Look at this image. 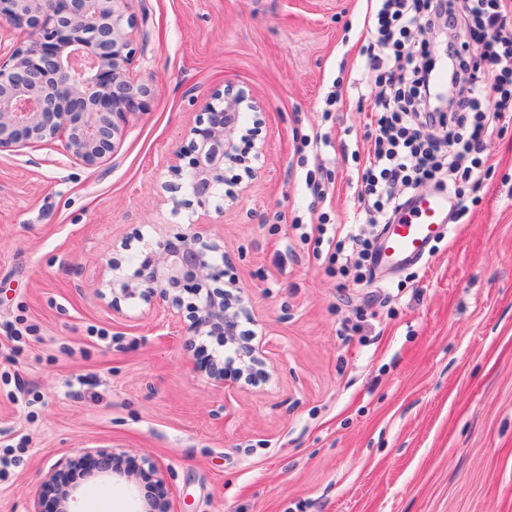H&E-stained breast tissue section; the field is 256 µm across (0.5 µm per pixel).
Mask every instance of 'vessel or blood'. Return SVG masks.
Here are the masks:
<instances>
[{
  "mask_svg": "<svg viewBox=\"0 0 512 512\" xmlns=\"http://www.w3.org/2000/svg\"><path fill=\"white\" fill-rule=\"evenodd\" d=\"M448 217V198L431 194L418 197L411 211L387 226L382 236L380 260L401 264L421 260Z\"/></svg>",
  "mask_w": 512,
  "mask_h": 512,
  "instance_id": "1",
  "label": "vessel or blood"
}]
</instances>
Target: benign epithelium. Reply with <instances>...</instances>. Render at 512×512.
<instances>
[{"mask_svg":"<svg viewBox=\"0 0 512 512\" xmlns=\"http://www.w3.org/2000/svg\"><path fill=\"white\" fill-rule=\"evenodd\" d=\"M0 20L31 33L28 43L8 51L9 65L0 67V152L19 144L63 143V153L96 165L126 133L129 116L145 111L151 87L130 77L134 52L128 29L136 25L130 0H0ZM249 99L243 89L227 88L213 96L173 152L170 179L161 184L173 212L209 210L211 198L224 187V167L251 171L249 152L237 140L255 148L260 126H239V111ZM144 261L134 275L122 273L123 258L114 257L109 278L112 311L137 299L153 309L186 308L185 334L217 336L234 342V323L247 314L235 282L214 287L216 255L224 240L211 237L202 224L172 230L145 247ZM190 302H184V296ZM240 371L212 358L198 371L222 383L234 375L248 382L260 376L264 361L253 346L236 351ZM110 479L129 488L145 483L153 492L135 499L136 512H170L168 489L159 467L147 458L105 448L88 449L67 460L42 481L34 512H75L85 494L70 472Z\"/></svg>","mask_w":512,"mask_h":512,"instance_id":"7a95c632","label":"benign epithelium"}]
</instances>
